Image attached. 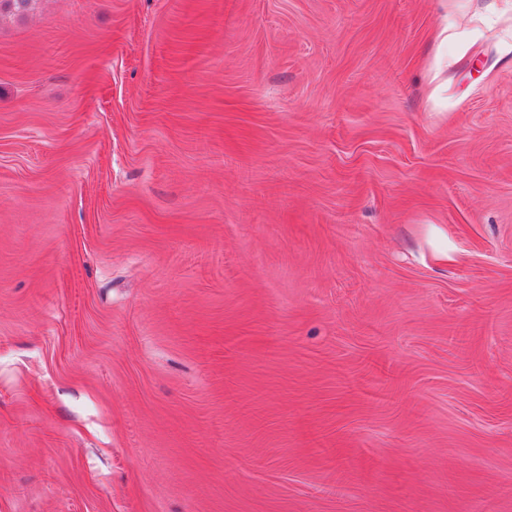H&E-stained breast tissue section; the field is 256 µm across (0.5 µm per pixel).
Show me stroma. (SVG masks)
Returning <instances> with one entry per match:
<instances>
[{"instance_id":"obj_1","label":"stroma","mask_w":512,"mask_h":512,"mask_svg":"<svg viewBox=\"0 0 512 512\" xmlns=\"http://www.w3.org/2000/svg\"><path fill=\"white\" fill-rule=\"evenodd\" d=\"M0 512H512V0L0 17Z\"/></svg>"}]
</instances>
